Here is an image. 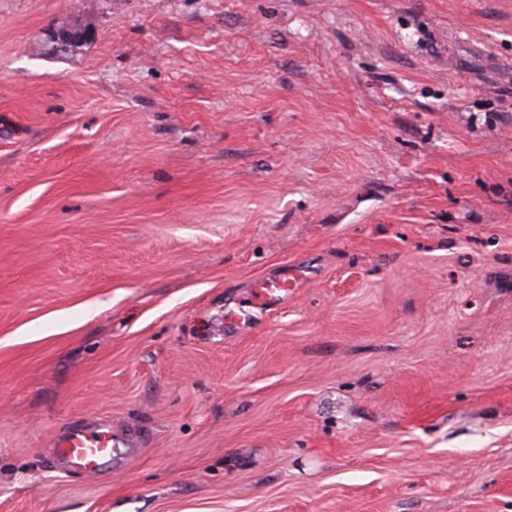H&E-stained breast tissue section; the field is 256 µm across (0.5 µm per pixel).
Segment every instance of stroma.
I'll list each match as a JSON object with an SVG mask.
<instances>
[{
    "label": "stroma",
    "mask_w": 512,
    "mask_h": 512,
    "mask_svg": "<svg viewBox=\"0 0 512 512\" xmlns=\"http://www.w3.org/2000/svg\"><path fill=\"white\" fill-rule=\"evenodd\" d=\"M511 88L512 0H0V512H512ZM95 36V33L87 28H61L48 29L45 33V44L49 52H65L71 44H78ZM293 270L252 284L242 297L233 298L224 309V334H239L261 323L271 312L288 302L291 288H297ZM57 452L71 472L99 470L116 456L126 452L129 445L124 436L101 423L92 429L72 428L64 433Z\"/></svg>",
    "instance_id": "stroma-1"
}]
</instances>
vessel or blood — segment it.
Listing matches in <instances>:
<instances>
[{"instance_id": "b4317fda", "label": "vessel or blood", "mask_w": 512, "mask_h": 512, "mask_svg": "<svg viewBox=\"0 0 512 512\" xmlns=\"http://www.w3.org/2000/svg\"><path fill=\"white\" fill-rule=\"evenodd\" d=\"M297 284L298 274L294 271L254 283L246 295L227 303L224 309L225 333L238 334L261 323L287 302L291 288ZM127 449L125 437L114 432L110 425L101 423L91 429H69L60 440L57 452L66 470L87 472L100 469Z\"/></svg>"}]
</instances>
